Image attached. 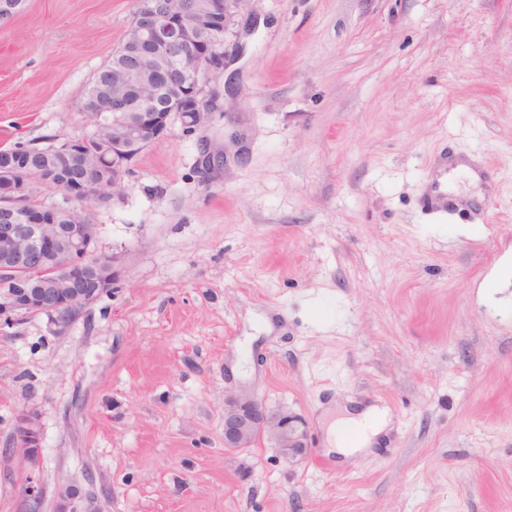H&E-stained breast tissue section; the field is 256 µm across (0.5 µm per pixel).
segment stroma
Listing matches in <instances>:
<instances>
[{
	"instance_id": "obj_1",
	"label": "stroma",
	"mask_w": 512,
	"mask_h": 512,
	"mask_svg": "<svg viewBox=\"0 0 512 512\" xmlns=\"http://www.w3.org/2000/svg\"><path fill=\"white\" fill-rule=\"evenodd\" d=\"M137 0L0 21V148L91 135L80 102ZM223 90L81 202L111 293L64 330L0 321V512H512V0H232ZM224 153L202 179L200 144ZM467 166L445 213L441 162ZM301 415L310 448L224 447V396ZM386 447L326 451L337 405ZM37 466L2 454L21 415ZM391 422L387 409L377 405L345 406L342 409V416L336 417V421L331 425V432L335 438L332 435L328 437V453H335L343 461L369 453L370 446L388 432ZM343 431H353L354 441L348 442L341 435Z\"/></svg>"
}]
</instances>
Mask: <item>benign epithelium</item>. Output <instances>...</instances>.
<instances>
[{"mask_svg":"<svg viewBox=\"0 0 512 512\" xmlns=\"http://www.w3.org/2000/svg\"><path fill=\"white\" fill-rule=\"evenodd\" d=\"M229 0H211L207 13L198 12L192 0L176 9L163 0H138L131 28L133 40L125 50L124 64L112 73L123 91L112 95V124L135 122L131 135L146 144L168 132L178 115L159 99L165 88L175 87L192 101L191 120L184 128H196L211 112L208 87L211 76L224 70V34ZM201 58L205 72L193 75L187 61ZM154 76L153 93L144 91L141 75ZM128 146L117 135L100 149L96 158H112L119 180L128 172ZM13 169L0 167L8 195L0 197V318L45 314L58 326L72 323L90 304L112 292L114 257L95 253V227L91 220L72 210V223L57 224L45 208L27 210L31 177L12 178ZM274 441L287 462L306 453L307 431L301 418L286 410H271L252 393L224 398V447L250 448L260 437ZM40 433L33 416L20 418L12 444L0 450L35 462L40 455ZM25 512H41L43 489L33 477L22 490Z\"/></svg>","mask_w":512,"mask_h":512,"instance_id":"1","label":"benign epithelium"}]
</instances>
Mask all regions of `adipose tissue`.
<instances>
[{"mask_svg":"<svg viewBox=\"0 0 512 512\" xmlns=\"http://www.w3.org/2000/svg\"><path fill=\"white\" fill-rule=\"evenodd\" d=\"M391 427L387 409L376 405L346 406L341 416L331 426L332 436L328 440L329 450L341 460L349 461L356 456L370 452ZM354 432V441H347L345 432Z\"/></svg>","mask_w":512,"mask_h":512,"instance_id":"1","label":"adipose tissue"}]
</instances>
